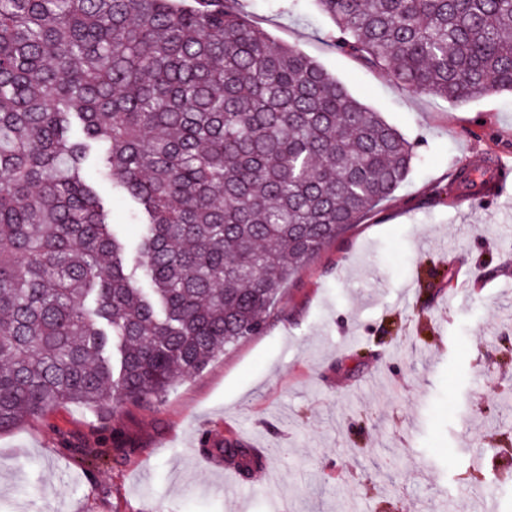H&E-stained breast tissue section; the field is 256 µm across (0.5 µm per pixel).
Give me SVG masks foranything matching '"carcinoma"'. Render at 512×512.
I'll list each match as a JSON object with an SVG mask.
<instances>
[{
    "mask_svg": "<svg viewBox=\"0 0 512 512\" xmlns=\"http://www.w3.org/2000/svg\"><path fill=\"white\" fill-rule=\"evenodd\" d=\"M315 2L336 49L410 92L512 94V0ZM416 157L237 0H0V432L160 401L259 334L282 284Z\"/></svg>",
    "mask_w": 512,
    "mask_h": 512,
    "instance_id": "carcinoma-1",
    "label": "carcinoma"
}]
</instances>
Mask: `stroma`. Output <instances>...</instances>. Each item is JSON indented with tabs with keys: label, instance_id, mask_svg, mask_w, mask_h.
<instances>
[{
	"label": "stroma",
	"instance_id": "obj_1",
	"mask_svg": "<svg viewBox=\"0 0 512 512\" xmlns=\"http://www.w3.org/2000/svg\"><path fill=\"white\" fill-rule=\"evenodd\" d=\"M417 142L391 199L281 287L260 335L109 415L0 433V512H512V95L415 94L340 53L314 0H239ZM506 188L438 201L462 161ZM263 448L242 474L211 452ZM480 454L483 482L460 472Z\"/></svg>",
	"mask_w": 512,
	"mask_h": 512
}]
</instances>
